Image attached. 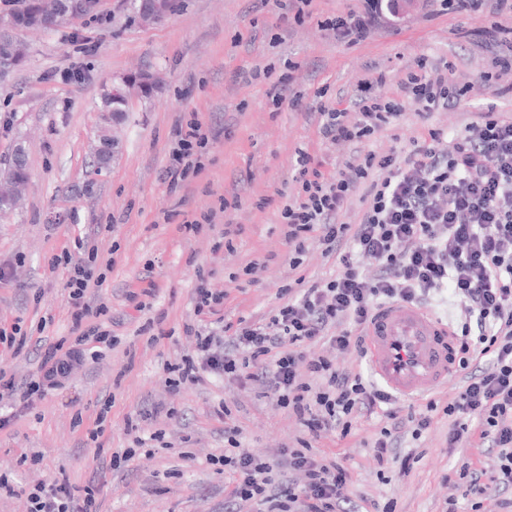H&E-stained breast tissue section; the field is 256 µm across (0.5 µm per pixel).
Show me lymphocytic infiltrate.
Here are the masks:
<instances>
[{
  "instance_id": "obj_1",
  "label": "lymphocytic infiltrate",
  "mask_w": 512,
  "mask_h": 512,
  "mask_svg": "<svg viewBox=\"0 0 512 512\" xmlns=\"http://www.w3.org/2000/svg\"><path fill=\"white\" fill-rule=\"evenodd\" d=\"M433 15L462 14L488 9L492 21L480 33L492 53L490 65L470 87L456 88L448 71L419 58L398 83L391 100L371 92L384 80L376 73L365 80L348 107L319 102L315 105L318 129L324 139L354 144L396 124L407 108L421 119L432 112L458 105L471 90L492 91L500 72L512 70V32L500 22L512 16V0H429ZM383 18V0H361L358 8L326 20L338 41L357 45ZM213 129L190 119L175 132V145L165 168L170 188L188 183L202 169V156ZM300 190L285 205L282 217L291 248L290 266H297L310 238H318L326 253L339 256L336 275L305 288L282 289L284 301L269 318L225 322L223 337L194 326L191 353L169 367L168 386L177 390L196 384L207 375L231 378L240 384L256 383L277 404L292 412L311 438L337 431L348 436L358 416L384 409L390 421L374 444L378 464L394 457V432L410 425L420 438L431 414L453 417L449 448L471 440L490 442L499 450L497 476L463 462L455 474L473 493L489 486H512V119L495 106L484 108L464 133L448 137L444 130L424 127L409 150L379 155L354 154L336 174L321 171L306 150H298ZM360 192L359 223L342 224L338 218L353 192ZM96 248L86 258L64 256L66 287L72 318L81 326L78 343H111L109 332L84 327L91 314V286L101 285L105 274H94ZM460 300L464 320L458 335V366L469 370L474 353L487 356L489 367L470 372L459 395L446 406L429 401L424 410L399 415L391 409V394L361 375L335 367L325 356H307L304 348L328 336L329 327L348 323V330L331 338L340 350L363 349L364 330L375 310L386 303L423 304L442 289ZM480 351H472V343ZM46 394L43 379L30 380L18 392L13 377L0 370V398L12 397L9 414L0 417V431L26 415ZM240 430L224 427L226 448L222 466L233 471L234 485L224 501L225 512L237 503H255L259 512H345L349 501L347 469L318 459L310 444L280 451L282 465L302 473V482L276 481L271 462L242 449ZM29 512H98L97 491L88 487L75 498L63 482H40L27 493Z\"/></svg>"
}]
</instances>
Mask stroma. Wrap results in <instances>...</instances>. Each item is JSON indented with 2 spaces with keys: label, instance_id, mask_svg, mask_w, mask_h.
<instances>
[{
  "label": "stroma",
  "instance_id": "35a3bbf8",
  "mask_svg": "<svg viewBox=\"0 0 512 512\" xmlns=\"http://www.w3.org/2000/svg\"><path fill=\"white\" fill-rule=\"evenodd\" d=\"M355 3L313 0L298 24L292 0H174L165 20L145 23L131 0H99L75 23L18 31L27 58L0 80V171L15 144L24 143L28 185L17 208L0 215V264L11 265L10 282L0 283V329L17 325L31 339L20 349L0 344V366L25 384L41 373L34 334L74 340L67 270L54 259L74 251L80 238L95 245L97 263L107 269L90 295L109 311L86 323L111 329L113 343L100 355L94 342L83 345L71 377L0 431V475L15 488L0 496V512H28L25 488L52 480L76 491L95 485L99 512H224L233 475L215 463L224 454L218 405L228 406L244 448L255 456L277 459L280 449L304 438L297 418L257 387L210 377L174 391L167 367L194 347L186 324L217 331L224 318L256 320L280 304L282 288L335 275L337 255L315 238L300 265L290 267L281 217L299 190L297 149L330 172L353 152L321 138L308 113L316 91L327 104L348 102L375 69L388 79L374 94L393 97L422 55L447 64L456 86L471 83L490 63L477 38L489 24L487 10L430 18L418 0L348 47L325 21ZM77 65L85 73L80 80L71 75ZM253 70L258 78H250ZM141 73L155 81L150 95L130 83ZM285 73L302 97L299 105L272 100ZM500 83L507 94L469 97L426 122L406 109L397 127L362 148L406 149L426 125L462 132L491 102L512 118V71ZM120 87L128 107L112 129L118 151L101 169L92 156L101 96ZM193 117L219 135L204 151L202 171L173 191L164 179L173 132ZM232 198L237 206L226 207ZM191 221L196 230H186ZM228 223L240 225V233L225 237ZM202 284L223 292L222 317L195 314L193 296ZM131 419L146 450L116 469L113 452L132 445ZM385 424L383 414L361 416L348 436L333 432L312 443L317 456L347 468V512L388 503L396 512H442L451 498L458 512H473L477 500L450 476L464 459L494 476L497 449L469 443L449 449L452 420L437 412L420 439L401 428L397 452L416 458L403 474L398 464L381 468L372 458ZM159 433L164 442L156 441ZM33 456L38 465L30 464Z\"/></svg>",
  "mask_w": 512,
  "mask_h": 512
}]
</instances>
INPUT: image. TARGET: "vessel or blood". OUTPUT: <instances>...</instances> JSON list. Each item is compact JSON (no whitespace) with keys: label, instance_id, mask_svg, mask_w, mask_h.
Wrapping results in <instances>:
<instances>
[{"label":"vessel or blood","instance_id":"b4317fda","mask_svg":"<svg viewBox=\"0 0 512 512\" xmlns=\"http://www.w3.org/2000/svg\"><path fill=\"white\" fill-rule=\"evenodd\" d=\"M373 375L400 399H416L455 373L457 342L447 321L418 305L381 306L366 329Z\"/></svg>","mask_w":512,"mask_h":512}]
</instances>
